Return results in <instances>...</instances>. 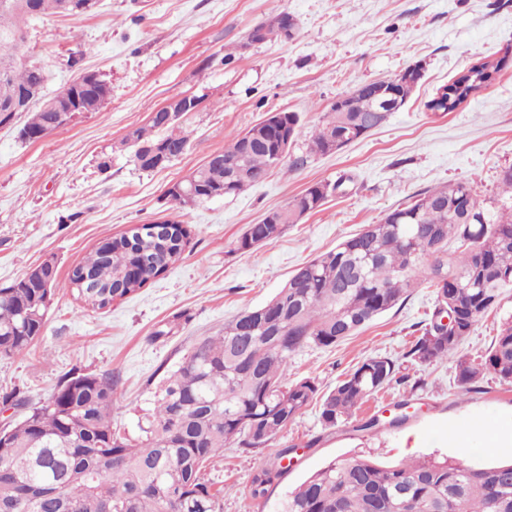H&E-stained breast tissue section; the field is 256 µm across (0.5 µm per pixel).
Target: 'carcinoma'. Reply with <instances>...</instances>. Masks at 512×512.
<instances>
[{"label": "carcinoma", "mask_w": 512, "mask_h": 512, "mask_svg": "<svg viewBox=\"0 0 512 512\" xmlns=\"http://www.w3.org/2000/svg\"><path fill=\"white\" fill-rule=\"evenodd\" d=\"M97 6L98 0H0V106L24 92L39 93L27 108L23 140L34 141L55 121L56 113L43 108L46 102L97 112L110 98L108 83L95 73L48 96L45 71L17 58L28 21L86 16ZM499 70L500 64L489 62L470 68L426 107L455 111ZM381 89L355 87L349 93L354 111L331 109L312 139L313 150L325 154L335 138L349 144L363 137L359 118L375 107ZM193 111L185 107L170 117L162 106L125 137L139 169L164 168L185 152L180 120ZM265 126L249 129L255 134L251 146H244L240 133L217 159L192 172L194 193L169 189L174 204L237 195L264 180L281 164L277 135ZM324 186L317 182L269 211L272 223L248 225L237 250L272 241L296 216L317 211L327 198ZM190 236L181 222L168 220L157 225L155 239L123 234L104 240L63 281L55 276L40 288L23 278L1 287L0 357L41 336L56 288L71 290L86 307H110L113 294L122 298L165 272ZM84 276L87 281L78 285ZM421 282L435 288L436 306L406 357L430 364L453 355L512 288V204L482 200L467 182L439 186L298 267L270 301L193 345L163 379L144 436L134 444L112 430V374H69L0 438V512H221L220 494L230 488L212 489L203 469L228 445L266 446L318 393L309 378L285 381L289 360L305 348L333 347L358 334ZM487 374L512 384V314L479 362L457 360L464 395ZM408 380L396 360L367 357L322 396L320 419L333 427L352 418L373 393ZM289 452L280 450L254 477L253 496L265 495ZM278 512H512V462L476 467L450 457L394 465L334 459L288 492Z\"/></svg>", "instance_id": "obj_1"}]
</instances>
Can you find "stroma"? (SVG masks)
Wrapping results in <instances>:
<instances>
[{"mask_svg": "<svg viewBox=\"0 0 512 512\" xmlns=\"http://www.w3.org/2000/svg\"><path fill=\"white\" fill-rule=\"evenodd\" d=\"M279 12L295 18L294 36L248 45L250 30ZM510 49L512 0H100L88 16L31 20L20 57L44 69L47 93L84 72L100 74L112 92L100 111L35 142L18 137L25 113L0 128V286L47 260L67 278L104 239L138 224L174 216L191 238L166 273L110 308L84 309L68 289H57L42 336L0 359V395L17 390L35 404L69 372L118 375L113 428L137 441L161 380L191 346L271 300L302 263L449 182H471L486 199H512L500 182L512 168V60L455 111L426 108L471 66ZM76 50L78 66L66 67ZM416 62L423 63V76L386 123L340 151L310 153L338 97ZM182 94L201 99L181 125L185 153L166 168L140 170L124 138ZM275 111L298 114L290 154L305 156L303 167L280 166L235 196L183 208L170 202L168 188ZM105 157L111 166L104 171ZM320 181L341 188L275 240L238 251L248 225ZM435 301L434 289L421 284L358 335L295 355L288 379L311 378L322 394L374 355L399 361L420 387L407 399L403 387L391 385L334 427L322 424L314 403L266 447L225 449L203 474L214 487L230 486L222 512H276L288 490L335 458L511 460L512 446L489 447L485 433L512 426V385L488 375L462 395L454 360L420 365L405 357ZM511 313L512 290L503 308L489 312L461 343L460 356L480 361ZM402 400L409 403L407 418L389 426ZM373 417L384 425L370 437L359 426ZM291 446L297 454L287 471L265 497L253 498L254 477Z\"/></svg>", "mask_w": 512, "mask_h": 512, "instance_id": "obj_1", "label": "stroma"}]
</instances>
